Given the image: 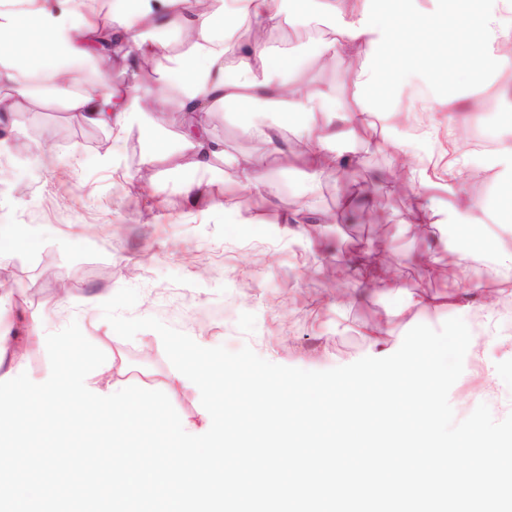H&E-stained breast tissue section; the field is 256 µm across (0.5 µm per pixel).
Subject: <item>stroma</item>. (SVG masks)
Segmentation results:
<instances>
[{
  "instance_id": "35a3bbf8",
  "label": "stroma",
  "mask_w": 512,
  "mask_h": 512,
  "mask_svg": "<svg viewBox=\"0 0 512 512\" xmlns=\"http://www.w3.org/2000/svg\"><path fill=\"white\" fill-rule=\"evenodd\" d=\"M272 53L288 54L301 85L331 90L337 109L353 106L349 74L364 57L320 61L306 26L291 21L267 31ZM136 43H113L111 51L86 53L66 67L68 75L108 77L115 99L128 97L142 79L134 66ZM174 81L154 80L159 105L154 125L117 131L77 123L55 94L34 96L16 85L21 106L0 115V234L18 236L19 249L0 252V341L33 382L50 375L45 345L23 336L40 320L55 333L78 322L101 349L125 385L165 392L180 419L205 429L206 410L196 388H170L173 370L163 345L118 336L101 311L121 288L138 290L129 314L154 317L208 346L236 351L250 347L283 366L322 371L368 356L364 334L394 306L377 277L350 269L355 254L385 251L388 270L410 293L440 294L444 280L429 277L423 257L456 269L457 288L468 289L481 272L456 249H441V235L416 223L411 208L425 184L443 173L444 133L413 144L414 132L395 137H360L350 142L360 167L351 177L323 171L318 189L307 191L301 158L306 137L288 125V152L273 153L247 131V110L230 105L212 112L206 131L223 141L227 163L207 172L192 168L176 150L184 125ZM168 142V149L157 146ZM252 160L271 184L280 207L306 215H333L352 184L368 194L377 223L325 224L313 235L307 225L296 236L281 233L277 213L264 196L242 187L235 157ZM211 185L210 198L190 202L182 192L190 179ZM253 223L241 239L236 218ZM497 347L468 349L464 371L449 393L456 419L482 403L495 419L512 414V331L498 330ZM497 367L487 375L486 363Z\"/></svg>"
}]
</instances>
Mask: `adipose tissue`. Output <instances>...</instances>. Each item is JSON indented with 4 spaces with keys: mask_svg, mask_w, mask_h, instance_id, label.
<instances>
[{
    "mask_svg": "<svg viewBox=\"0 0 512 512\" xmlns=\"http://www.w3.org/2000/svg\"><path fill=\"white\" fill-rule=\"evenodd\" d=\"M112 18V35L136 39L145 60L156 61L160 48L150 38L157 25L181 28L192 48L165 57L162 71L181 82L183 107L190 112L182 149L190 165L212 169L224 157L222 142L208 138L206 117L219 103L256 105L249 125L276 153L286 152L282 128L294 116L311 145L305 157L307 188L315 190L325 160L352 163L345 143L353 137L397 129L392 100L406 98L423 111L444 112L448 171L442 198L417 204L420 223L452 227L466 257L490 254L494 276L468 291L452 288L442 295L409 297L408 306L438 307L466 315L478 297L492 299L512 283V136L498 138L489 157L463 148V124L458 114L480 113L487 104L512 99V0H429L417 10V0H324L337 29L321 41L320 58L361 56L365 63L351 74L356 103L337 111L327 88L277 83L274 70L287 56L272 57L262 35L286 19L284 0H125ZM85 10L84 0H0V41L9 55H0V85L12 83L17 71L58 74L64 58L79 53L72 20ZM76 121L124 128L149 124L143 94H133L120 107L111 97L79 91L68 82L54 85ZM477 177L492 182L501 193L492 200L462 198L459 183Z\"/></svg>",
    "mask_w": 512,
    "mask_h": 512,
    "instance_id": "1",
    "label": "adipose tissue"
}]
</instances>
